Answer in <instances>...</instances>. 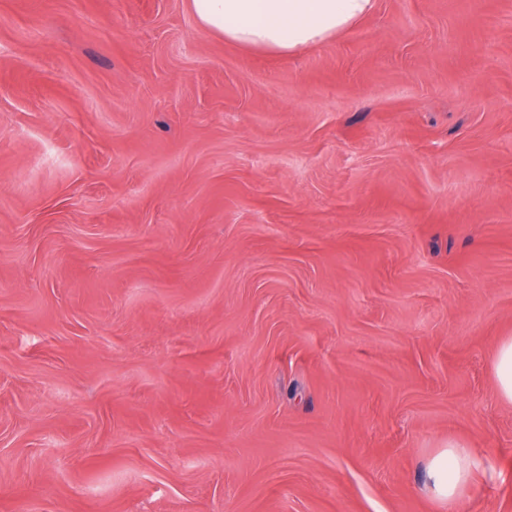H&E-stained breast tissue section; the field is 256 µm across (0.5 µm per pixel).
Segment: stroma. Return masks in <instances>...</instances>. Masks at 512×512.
Instances as JSON below:
<instances>
[{
	"instance_id": "obj_1",
	"label": "stroma",
	"mask_w": 512,
	"mask_h": 512,
	"mask_svg": "<svg viewBox=\"0 0 512 512\" xmlns=\"http://www.w3.org/2000/svg\"><path fill=\"white\" fill-rule=\"evenodd\" d=\"M508 336L512 0H0V512H512ZM203 30L228 43L290 54L353 27L375 0H190ZM493 366L498 397L512 403V337L497 348ZM482 459L467 442L449 440L422 461L420 482L424 493L441 511L458 512L464 505L474 470Z\"/></svg>"
}]
</instances>
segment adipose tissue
<instances>
[{"label":"adipose tissue","mask_w":512,"mask_h":512,"mask_svg":"<svg viewBox=\"0 0 512 512\" xmlns=\"http://www.w3.org/2000/svg\"><path fill=\"white\" fill-rule=\"evenodd\" d=\"M203 30L245 48L290 54L353 27L375 0H189ZM481 458L464 441H449L422 461L424 493L441 512H460Z\"/></svg>","instance_id":"adipose-tissue-1"}]
</instances>
